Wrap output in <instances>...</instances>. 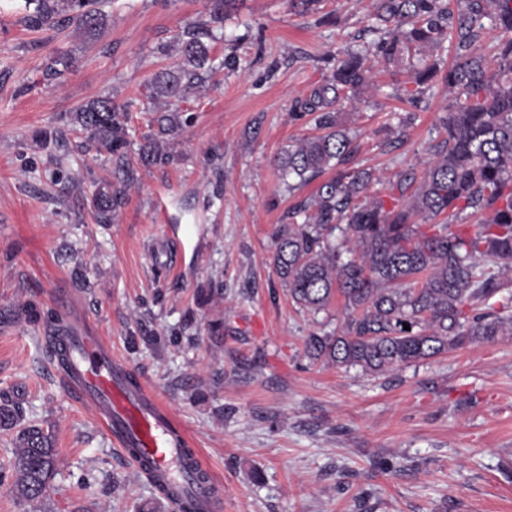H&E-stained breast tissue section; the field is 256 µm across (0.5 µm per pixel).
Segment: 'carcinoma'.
Instances as JSON below:
<instances>
[{
  "label": "carcinoma",
  "instance_id": "carcinoma-1",
  "mask_svg": "<svg viewBox=\"0 0 512 512\" xmlns=\"http://www.w3.org/2000/svg\"><path fill=\"white\" fill-rule=\"evenodd\" d=\"M28 27L72 23L87 35L101 28L97 0H32ZM369 54L336 58L331 75L301 105L315 115L319 134L299 139L276 158L282 176L304 186L330 170L334 176L288 213L274 230V266L292 303L319 313L332 298L344 299L346 321L336 335L310 336L307 355L338 368L368 374L396 370L473 341L512 334V316L479 305L497 297L512 307V0H376ZM504 33L489 50L486 30ZM210 37L193 23L165 52L178 55L173 69L155 74L150 104L156 131L138 156L146 166L169 163L160 139L179 128L174 102L199 92L211 68ZM450 42L454 62L445 67L433 52ZM401 65L418 88L441 81L455 103L439 118L442 138L431 147L425 174H403L391 184L392 206L370 193L373 173L353 165L357 152L341 109L374 82L378 71ZM86 134L78 144L115 164V182L92 198L95 220L109 224L127 200L135 171L127 158L124 114L105 97L70 115ZM467 210L482 218L453 226ZM409 329H404V325ZM20 407L0 392V429H18L10 477L17 499L44 496L58 465L49 433L20 427Z\"/></svg>",
  "mask_w": 512,
  "mask_h": 512
}]
</instances>
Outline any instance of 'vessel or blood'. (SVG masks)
Returning a JSON list of instances; mask_svg holds the SVG:
<instances>
[{
  "label": "vessel or blood",
  "instance_id": "vessel-or-blood-1",
  "mask_svg": "<svg viewBox=\"0 0 512 512\" xmlns=\"http://www.w3.org/2000/svg\"><path fill=\"white\" fill-rule=\"evenodd\" d=\"M49 355L69 394L162 497L194 512H221L223 498L186 432L155 389L127 384L128 368L96 329L74 319L70 336L50 339Z\"/></svg>",
  "mask_w": 512,
  "mask_h": 512
}]
</instances>
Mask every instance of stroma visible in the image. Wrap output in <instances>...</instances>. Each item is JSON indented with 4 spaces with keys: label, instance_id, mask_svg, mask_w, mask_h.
Segmentation results:
<instances>
[{
    "label": "stroma",
    "instance_id": "stroma-1",
    "mask_svg": "<svg viewBox=\"0 0 512 512\" xmlns=\"http://www.w3.org/2000/svg\"><path fill=\"white\" fill-rule=\"evenodd\" d=\"M95 38L26 27L25 0H0V391L25 424L49 430L57 473L42 499L0 482V512H172L66 393L48 364L43 325L8 312L73 300L136 379L155 388L224 495L223 512H512V334L372 376L310 359L307 336L339 332L344 301L318 314L291 303L273 264L277 225L318 181L289 189L276 157L315 134L296 108L338 53L372 39L373 0H102ZM208 22L213 74L179 105L173 160L137 167L112 223H97L104 156L77 151L69 117L111 97L125 108L128 153L151 133L163 48ZM71 66L44 78L53 60ZM407 70L381 73L344 109L358 166L387 197L423 174L453 98L441 82L418 104ZM219 285L223 296L199 302ZM220 321L224 333L211 335Z\"/></svg>",
    "mask_w": 512,
    "mask_h": 512
}]
</instances>
